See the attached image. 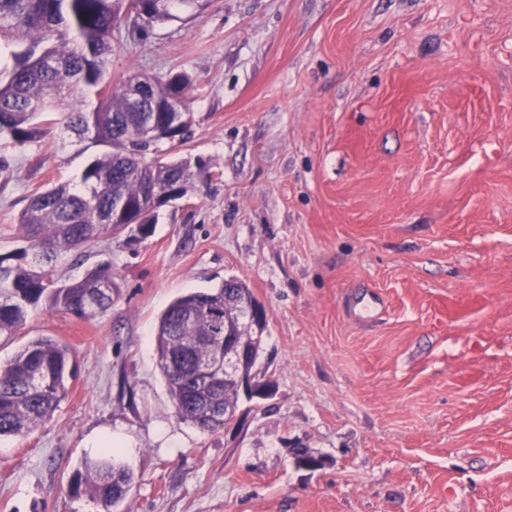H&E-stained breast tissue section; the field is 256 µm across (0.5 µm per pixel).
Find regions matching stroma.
<instances>
[{
  "label": "stroma",
  "mask_w": 512,
  "mask_h": 512,
  "mask_svg": "<svg viewBox=\"0 0 512 512\" xmlns=\"http://www.w3.org/2000/svg\"><path fill=\"white\" fill-rule=\"evenodd\" d=\"M175 72L194 123L174 155L216 178L148 237L58 262H111L104 314L39 307L0 339L4 360L57 338L78 366L51 420L0 438V512H97L69 482L107 432L129 442L121 512H512V0H208L116 35L107 80ZM105 150L0 138V254L34 190ZM231 277L267 310L273 391L203 432L156 329Z\"/></svg>",
  "instance_id": "obj_1"
}]
</instances>
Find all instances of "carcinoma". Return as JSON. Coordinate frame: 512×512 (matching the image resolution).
<instances>
[{
  "label": "carcinoma",
  "instance_id": "obj_1",
  "mask_svg": "<svg viewBox=\"0 0 512 512\" xmlns=\"http://www.w3.org/2000/svg\"><path fill=\"white\" fill-rule=\"evenodd\" d=\"M177 4L201 8L203 0H0V136L18 144L51 137L55 115L67 111L68 130L114 148L87 165L79 184L60 182L29 197L17 219L26 246L0 255V337L21 330L41 302L81 318L105 312L117 291L112 264L101 262L81 280L66 282L54 273L57 257H80L132 224L146 237L157 220L152 193L167 194L179 185L186 194L210 181L205 165L193 170L186 160L157 156L160 144L181 143L190 132L188 74L137 75L115 87L105 80L114 34L141 36L152 23L170 18ZM135 79L139 107L129 100ZM252 300L248 285L231 278L175 299L159 317L157 365L175 415L203 432L225 425L224 403L240 397L216 374H199L224 357V334L248 333L242 370L256 374L263 332L250 331L247 312L238 305ZM73 377L63 343L37 336L23 344L0 364V437L25 436L49 420ZM133 481L128 469L110 459L86 460L70 489L99 504L101 512H116Z\"/></svg>",
  "mask_w": 512,
  "mask_h": 512
}]
</instances>
